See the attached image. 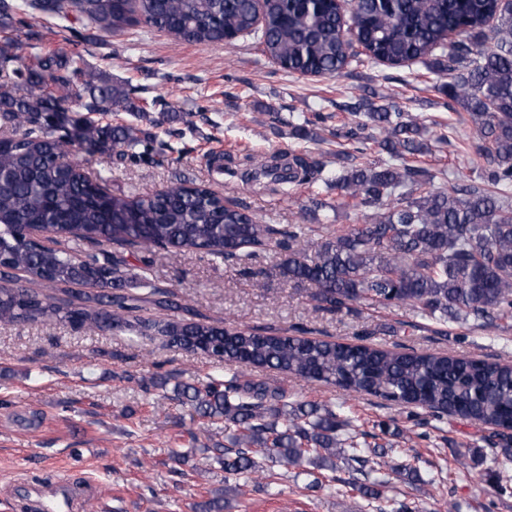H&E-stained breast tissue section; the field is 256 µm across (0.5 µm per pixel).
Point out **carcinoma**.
Segmentation results:
<instances>
[{"mask_svg": "<svg viewBox=\"0 0 512 512\" xmlns=\"http://www.w3.org/2000/svg\"><path fill=\"white\" fill-rule=\"evenodd\" d=\"M24 6L59 16L73 9L102 31L143 24L199 44L229 34L252 35L281 68L335 77L364 61L391 67L421 62L448 82L438 90L469 115L479 141L463 184L437 186V174L417 165L429 151L419 119L378 106L362 93L343 105L350 121L334 136L350 149L334 174L307 153L288 152V164L258 163L257 173L277 185L336 188L341 204L364 211L365 223L317 242L305 224H265L249 207L225 204L208 185L182 183L131 199L117 195L68 159L74 147L135 154L142 144L133 124H100L94 115L126 112L147 116L123 84L90 72L77 55H33L20 82L0 83V126L18 132L0 138V323L66 321L90 330L135 326L170 345L193 348L234 366L276 370L368 394L441 419L460 416L484 425L480 450L466 451L459 467L489 461L488 473L512 468V364L412 348L388 350L365 343L326 342L305 336L259 333L168 318L129 320L141 297L123 288L161 291L130 273L122 257L102 263L48 247L71 236L96 245L177 253L203 250L245 265L246 247L274 244L284 253L279 275L316 288L312 300L330 312L354 305L406 307L431 324L487 328L512 318V0H357L354 12L313 0H26ZM16 40H0V73L18 59ZM82 79V110L67 106L74 78ZM322 116L288 115L292 135L313 137ZM378 149L382 157L365 156ZM54 287L85 277L106 292L86 303L60 304L50 296L12 286L13 272ZM173 399L211 422H224L229 445L202 449L224 473L245 483L275 466L306 465L348 477L343 486L375 508L392 512L391 475L413 485L423 481L412 456L393 464L387 452L341 434L351 411L309 401L288 402L286 392L241 380L177 382Z\"/></svg>", "mask_w": 512, "mask_h": 512, "instance_id": "1", "label": "carcinoma"}]
</instances>
